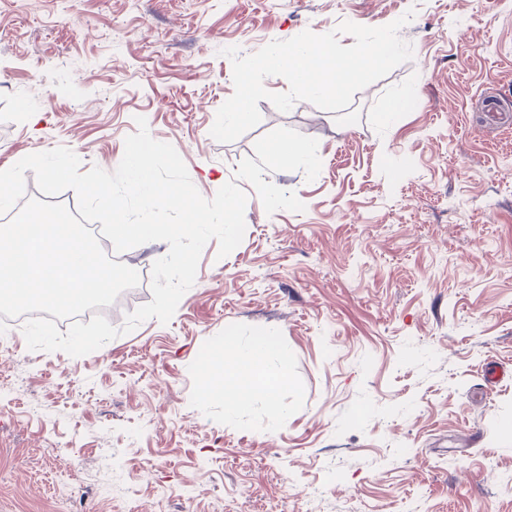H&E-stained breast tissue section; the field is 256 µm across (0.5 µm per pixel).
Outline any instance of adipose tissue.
Listing matches in <instances>:
<instances>
[{"instance_id":"obj_1","label":"adipose tissue","mask_w":512,"mask_h":512,"mask_svg":"<svg viewBox=\"0 0 512 512\" xmlns=\"http://www.w3.org/2000/svg\"><path fill=\"white\" fill-rule=\"evenodd\" d=\"M275 352L272 344L262 340L218 351V365L207 364L201 369L203 390L222 396L225 406L230 409L241 406L258 392L266 399H273V386L263 384L259 374L261 362Z\"/></svg>"}]
</instances>
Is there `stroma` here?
Masks as SVG:
<instances>
[{
  "instance_id": "stroma-1",
  "label": "stroma",
  "mask_w": 512,
  "mask_h": 512,
  "mask_svg": "<svg viewBox=\"0 0 512 512\" xmlns=\"http://www.w3.org/2000/svg\"><path fill=\"white\" fill-rule=\"evenodd\" d=\"M410 10L412 59L348 108L262 100L211 137L225 48ZM139 116L208 200L279 127L321 171L264 174L299 213L241 182V244H206L168 324L0 353V512H512V0H0V170L64 146L114 171ZM258 338L280 411H228L200 367Z\"/></svg>"
}]
</instances>
